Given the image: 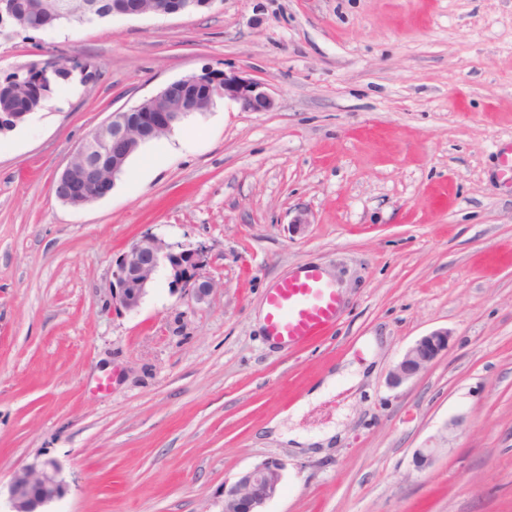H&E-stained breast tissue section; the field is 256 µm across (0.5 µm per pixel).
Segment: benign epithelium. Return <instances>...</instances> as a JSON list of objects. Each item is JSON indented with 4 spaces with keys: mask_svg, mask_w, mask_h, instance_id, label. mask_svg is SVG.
Returning <instances> with one entry per match:
<instances>
[{
    "mask_svg": "<svg viewBox=\"0 0 512 512\" xmlns=\"http://www.w3.org/2000/svg\"><path fill=\"white\" fill-rule=\"evenodd\" d=\"M190 2L192 0H121L112 5V15H175L186 12ZM15 5L14 0H0V36L4 38L16 34L10 25ZM218 98L238 104L244 112H267L274 107L268 84L244 72L206 69L173 81L139 104L112 112L103 124L88 133L83 144L73 151L72 159L87 153L86 146L91 145L112 159V174L94 172L78 177L71 173L69 163L59 175V179L68 183L67 191L59 199L79 206L105 197L112 190L115 173L146 138L157 140L168 136L182 118L210 108ZM28 116L27 112L1 113L0 131L4 133L18 127ZM214 263L213 250L204 242L185 245L146 233L112 259V312L122 314L138 310L145 289L162 268L168 271L171 287L203 302L215 287L210 273ZM450 339L451 333L441 328L416 340L391 370L390 385L399 387L426 370L448 352ZM436 454L435 446L417 449L413 456L416 468L429 467ZM282 471L281 463L267 461L239 474L235 482L224 486V512H263L266 502L281 489ZM63 491L54 461L30 465L16 473L11 482L12 512H37L39 507L61 498Z\"/></svg>",
    "mask_w": 512,
    "mask_h": 512,
    "instance_id": "obj_1",
    "label": "benign epithelium"
}]
</instances>
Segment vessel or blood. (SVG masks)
<instances>
[{"mask_svg":"<svg viewBox=\"0 0 512 512\" xmlns=\"http://www.w3.org/2000/svg\"><path fill=\"white\" fill-rule=\"evenodd\" d=\"M266 334L283 347H300L336 324L341 297L317 268H303L266 295Z\"/></svg>","mask_w":512,"mask_h":512,"instance_id":"obj_1","label":"vessel or blood"}]
</instances>
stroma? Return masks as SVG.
I'll list each match as a JSON object with an SVG mask.
<instances>
[{
    "label": "stroma",
    "instance_id": "35a3bbf8",
    "mask_svg": "<svg viewBox=\"0 0 512 512\" xmlns=\"http://www.w3.org/2000/svg\"><path fill=\"white\" fill-rule=\"evenodd\" d=\"M49 52L95 70L0 135V512L44 459L65 486L45 512H224L270 460L265 512H512V0H214L2 39L0 76ZM205 69L267 82L274 109L216 101L130 162L157 172L56 197L91 129ZM146 233L212 245L207 301L162 274L113 315L112 258ZM302 266L342 309L287 349L259 315ZM439 328L447 354L390 387ZM344 362L360 383L297 409ZM279 416L336 440L298 455L259 434ZM282 471L280 462L267 461L239 474L224 486V512H264L266 502L281 489Z\"/></svg>",
    "mask_w": 512,
    "mask_h": 512
}]
</instances>
